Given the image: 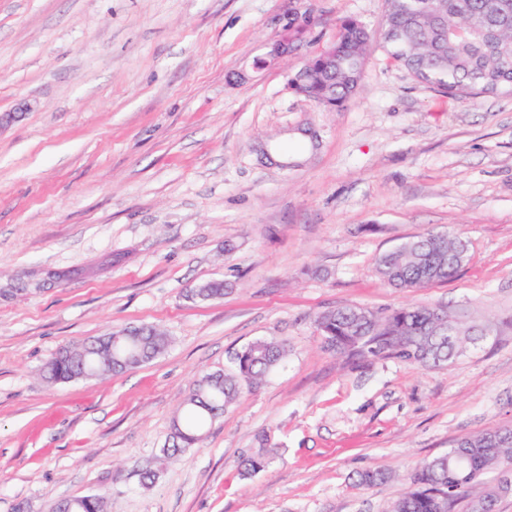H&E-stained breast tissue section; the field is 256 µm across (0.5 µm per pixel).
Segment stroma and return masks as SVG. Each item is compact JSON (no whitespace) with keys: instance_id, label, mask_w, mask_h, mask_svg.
Returning a JSON list of instances; mask_svg holds the SVG:
<instances>
[{"instance_id":"35a3bbf8","label":"stroma","mask_w":512,"mask_h":512,"mask_svg":"<svg viewBox=\"0 0 512 512\" xmlns=\"http://www.w3.org/2000/svg\"><path fill=\"white\" fill-rule=\"evenodd\" d=\"M385 0H0V512H390L457 439L512 427V97L451 99L382 50L343 107L288 86L352 16ZM294 54L267 59L289 25ZM318 135L299 167L261 144ZM460 233L452 280L400 290L378 258ZM221 279L218 301L192 302ZM339 305L447 309L467 341L448 364L336 359L315 320ZM171 336L104 379L48 384L62 345L128 326ZM267 337L288 355L162 460L204 375ZM267 434V468L239 461ZM157 471L144 483L146 468ZM392 480L366 488L357 472ZM186 299L191 301H216L224 297V281L212 280L190 289Z\"/></svg>"}]
</instances>
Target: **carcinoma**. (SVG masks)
Wrapping results in <instances>:
<instances>
[{
  "instance_id": "obj_1",
  "label": "carcinoma",
  "mask_w": 512,
  "mask_h": 512,
  "mask_svg": "<svg viewBox=\"0 0 512 512\" xmlns=\"http://www.w3.org/2000/svg\"><path fill=\"white\" fill-rule=\"evenodd\" d=\"M379 37L388 58L412 78L450 98L512 96V0H385ZM373 51L368 27L355 17L337 23L336 41L305 60L289 79L298 94L326 107H341L357 92ZM466 242L452 232L429 234L377 260L390 286L420 288L454 278L466 260ZM224 298V281L212 280L190 289L186 299ZM429 308L402 307L370 319L352 305L321 314L318 328L328 349L338 357H399L427 366L448 363L458 352L460 336L450 340L430 320ZM169 346L155 326L115 330L94 340L68 344L47 362L43 376L50 383L118 374L148 363ZM286 355L273 339H257L233 357L229 373L208 374L187 397L174 420L163 454L167 458L202 444L206 424L224 413L244 387L262 384ZM512 464V428L466 436L448 452L426 462L410 476L414 485L393 505L392 512H449L445 506L468 500V512H495L498 496L512 492L500 482L475 494L472 489L487 469ZM268 464L263 452L242 461L251 475ZM358 483L376 486L388 475L378 469L357 473ZM106 495L76 500L72 512H104Z\"/></svg>"
}]
</instances>
